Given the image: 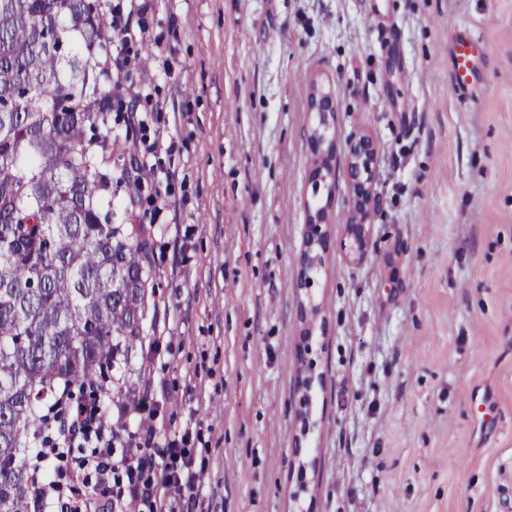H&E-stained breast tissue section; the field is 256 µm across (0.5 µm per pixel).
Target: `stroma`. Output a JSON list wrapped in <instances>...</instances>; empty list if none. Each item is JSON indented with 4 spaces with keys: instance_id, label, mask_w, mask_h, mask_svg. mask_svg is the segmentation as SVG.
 <instances>
[{
    "instance_id": "1",
    "label": "stroma",
    "mask_w": 512,
    "mask_h": 512,
    "mask_svg": "<svg viewBox=\"0 0 512 512\" xmlns=\"http://www.w3.org/2000/svg\"><path fill=\"white\" fill-rule=\"evenodd\" d=\"M128 90L174 145L142 195L112 165L118 224L151 226L152 399L106 417L180 441L192 512H512V0H148ZM471 33V99L451 43ZM330 82L333 240L354 213L343 156L377 144L366 256L333 249L297 288L318 201L313 82ZM164 197L165 205L155 204ZM324 377L301 455L295 354L307 300Z\"/></svg>"
}]
</instances>
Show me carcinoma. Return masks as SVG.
<instances>
[{
    "instance_id": "1",
    "label": "carcinoma",
    "mask_w": 512,
    "mask_h": 512,
    "mask_svg": "<svg viewBox=\"0 0 512 512\" xmlns=\"http://www.w3.org/2000/svg\"><path fill=\"white\" fill-rule=\"evenodd\" d=\"M111 46L100 0H0V512L33 508L46 397H141L153 246L112 223Z\"/></svg>"
}]
</instances>
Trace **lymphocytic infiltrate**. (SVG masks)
<instances>
[{
    "label": "lymphocytic infiltrate",
    "mask_w": 512,
    "mask_h": 512,
    "mask_svg": "<svg viewBox=\"0 0 512 512\" xmlns=\"http://www.w3.org/2000/svg\"><path fill=\"white\" fill-rule=\"evenodd\" d=\"M49 452L56 459L75 457L79 471L94 472L107 499L101 505L88 497L63 503L48 484L41 488L48 512L57 506L65 512H184L199 488L200 477L183 449L150 426L137 440L121 442L96 399L61 413Z\"/></svg>",
    "instance_id": "lymphocytic-infiltrate-1"
}]
</instances>
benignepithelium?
I'll return each mask as SVG.
<instances>
[{
    "instance_id": "1",
    "label": "benign epithelium",
    "mask_w": 512,
    "mask_h": 512,
    "mask_svg": "<svg viewBox=\"0 0 512 512\" xmlns=\"http://www.w3.org/2000/svg\"><path fill=\"white\" fill-rule=\"evenodd\" d=\"M312 111L318 113L320 127L310 135V148L316 158L311 171L310 180L315 188H320L324 169L332 166L335 160L334 143L327 139L320 128L330 125V119L337 113V105L331 92L320 85L313 84L309 96ZM345 159L350 180L352 210L358 219L349 224V236L340 242L341 248L356 259H361L367 246L366 220L374 198V165L377 148L374 140L368 135H361L350 140L345 147ZM333 195H327L326 205L309 211L303 227V250L301 253V274L298 287L310 292L315 283L316 275L325 263V256L332 248L328 230V211ZM313 332L306 328L298 348V371L296 389L298 395V416L302 422L303 438L295 442V452H301L303 441L308 439L316 427L313 419V391L315 384H323L322 375L316 374V364L307 359L312 352L311 341Z\"/></svg>"
}]
</instances>
